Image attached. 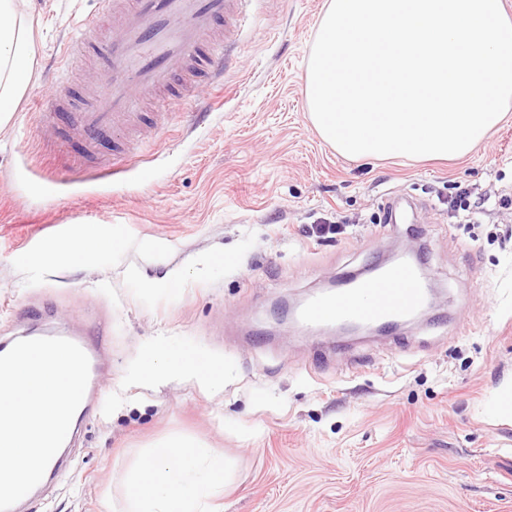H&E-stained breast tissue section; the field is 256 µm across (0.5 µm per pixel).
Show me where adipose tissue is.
<instances>
[{
  "label": "adipose tissue",
  "mask_w": 512,
  "mask_h": 512,
  "mask_svg": "<svg viewBox=\"0 0 512 512\" xmlns=\"http://www.w3.org/2000/svg\"><path fill=\"white\" fill-rule=\"evenodd\" d=\"M39 23L29 0H0V129L7 127L35 79ZM153 377L190 373L216 387L224 366L194 350L157 349L143 357ZM227 482L222 453L192 440L158 443L142 460L128 486L129 512H199Z\"/></svg>",
  "instance_id": "obj_1"
}]
</instances>
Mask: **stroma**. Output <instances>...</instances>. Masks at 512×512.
I'll return each mask as SVG.
<instances>
[{
    "mask_svg": "<svg viewBox=\"0 0 512 512\" xmlns=\"http://www.w3.org/2000/svg\"><path fill=\"white\" fill-rule=\"evenodd\" d=\"M325 4L250 0L213 112L167 106L127 161L121 128L96 155L43 140L36 117L81 109L56 75L97 0H32L37 76L0 129V337L77 330L104 355L97 413L29 512H127L141 459L182 437L230 461L222 512H512V416L491 411L512 386V115L452 162L339 156L304 102ZM461 186L496 206L449 217ZM87 225L117 245L43 257ZM394 248L419 252L429 319L387 336L278 324L279 302ZM168 344L222 363L223 386L149 380L142 352Z\"/></svg>",
    "mask_w": 512,
    "mask_h": 512,
    "instance_id": "obj_1",
    "label": "stroma"
}]
</instances>
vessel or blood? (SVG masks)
Listing matches in <instances>:
<instances>
[{"mask_svg": "<svg viewBox=\"0 0 512 512\" xmlns=\"http://www.w3.org/2000/svg\"><path fill=\"white\" fill-rule=\"evenodd\" d=\"M247 0H99V14L112 20V39H75L65 45L63 81L74 66L96 54L97 82L84 86L81 111L70 113L69 130L87 149L101 148L114 128L145 121L139 105L158 90L175 100L195 99L199 87L222 84L224 44L217 31L232 35L247 15ZM428 299L418 267L407 260L366 279L342 280L334 290L311 296L299 309L307 325L402 322Z\"/></svg>", "mask_w": 512, "mask_h": 512, "instance_id": "obj_1", "label": "vessel or blood"}]
</instances>
